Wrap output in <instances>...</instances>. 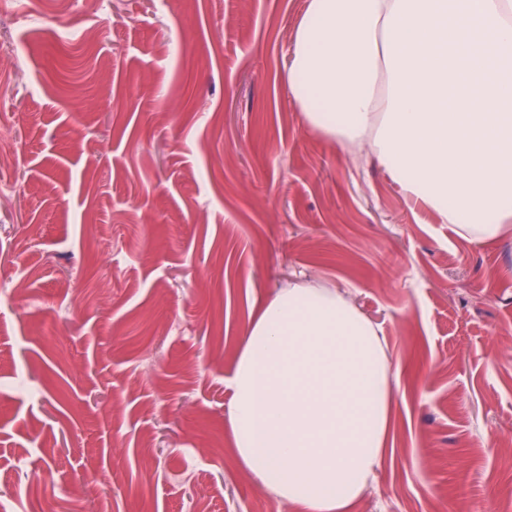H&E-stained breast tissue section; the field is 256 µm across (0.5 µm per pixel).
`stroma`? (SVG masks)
<instances>
[{
    "mask_svg": "<svg viewBox=\"0 0 512 512\" xmlns=\"http://www.w3.org/2000/svg\"><path fill=\"white\" fill-rule=\"evenodd\" d=\"M306 5L0 0L8 512H297L240 469L226 420L251 312L303 273L401 366L352 512L512 496V237L456 238L308 126L286 71Z\"/></svg>",
    "mask_w": 512,
    "mask_h": 512,
    "instance_id": "35a3bbf8",
    "label": "stroma"
}]
</instances>
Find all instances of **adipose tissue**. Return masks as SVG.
<instances>
[{"label": "adipose tissue", "instance_id": "obj_1", "mask_svg": "<svg viewBox=\"0 0 512 512\" xmlns=\"http://www.w3.org/2000/svg\"><path fill=\"white\" fill-rule=\"evenodd\" d=\"M288 90L464 240L512 232V0H308ZM398 364L307 276L253 310L230 378L240 468L277 504L350 512L386 452Z\"/></svg>", "mask_w": 512, "mask_h": 512}]
</instances>
